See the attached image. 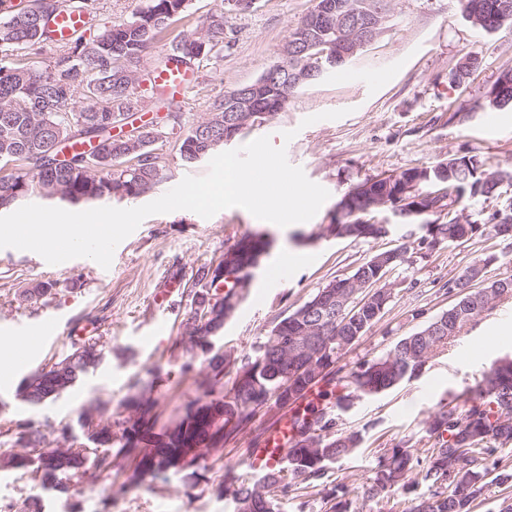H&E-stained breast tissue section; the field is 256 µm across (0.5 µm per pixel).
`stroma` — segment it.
I'll return each mask as SVG.
<instances>
[{
  "label": "stroma",
  "instance_id": "35a3bbf8",
  "mask_svg": "<svg viewBox=\"0 0 512 512\" xmlns=\"http://www.w3.org/2000/svg\"><path fill=\"white\" fill-rule=\"evenodd\" d=\"M313 0H256L241 10L227 0H190L186 17L173 24L146 55V65L189 25L224 17V49L202 62L199 81L180 102L191 120L208 112L225 92L261 77L280 61L288 37ZM478 58V70L451 83L466 58ZM356 79L341 71L293 93L287 107L233 140L241 147L267 136L285 147L290 164L301 167L326 188L329 199L309 221L279 227L239 207L203 218L188 210L147 217L116 248L110 268L88 258L66 267L37 264L35 254L0 248V340L33 335L46 315L100 338L105 354L100 365L83 376L55 402L31 409L16 395L24 369L0 372V428L20 416L41 425H70L81 435V411L91 405L103 416L128 417L126 403L141 392L157 402L159 424L176 419L183 404L201 396L202 356L183 348V322L192 304L197 268L217 260L243 235L267 233L271 245L253 269L249 287L224 330L212 340L214 350L251 349L316 288L349 275L373 253L402 243L412 230L392 224L388 236L364 241L325 237L342 196L377 176L413 168H431L460 156H477L484 174L512 172V106L490 107L488 93L503 71L512 70V27L489 34L464 17L461 0H391L383 32L349 63ZM344 117L304 125V118L328 110ZM294 131L284 140L285 131ZM165 180L134 199H111L115 208L145 205L176 186L185 176H202L207 162L183 165L175 143L160 149ZM494 255L485 280L512 275V243L480 240L444 244L419 251L392 271L394 297L379 321L341 357L351 370L360 361L382 355L404 336L421 329L450 307L455 297L446 283L479 258ZM50 281L49 297L31 303L22 289ZM512 295L496 299L492 308L465 326L438 353L425 371L377 397L357 402L342 415L344 429L363 434L358 451L333 466L332 479L308 494L283 498L281 512H330L328 497L336 482L358 485L375 468L381 449L401 438L425 448L424 423L500 357L512 356ZM272 419L257 415L247 433L206 456L200 478L184 486L178 475L165 473L137 486L125 483L127 461H117L111 477L70 478L64 494L44 492L26 469L0 468V505L21 512L24 501L41 494L45 512H233L230 497L219 494L227 472L242 480L253 472L244 460L254 440L262 438Z\"/></svg>",
  "mask_w": 512,
  "mask_h": 512
}]
</instances>
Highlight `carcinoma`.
Listing matches in <instances>:
<instances>
[{
    "label": "carcinoma",
    "mask_w": 512,
    "mask_h": 512,
    "mask_svg": "<svg viewBox=\"0 0 512 512\" xmlns=\"http://www.w3.org/2000/svg\"><path fill=\"white\" fill-rule=\"evenodd\" d=\"M188 0H147L132 19L114 22L53 45L52 56H37L51 43L49 23L61 8L83 10L88 0H33L27 7H15L0 19V210L9 209L33 191L57 202L77 204L135 198L163 179V166L152 145L162 134L182 124L183 113L174 107L164 86L153 74L176 63L185 68L191 62L220 51L224 42V22L211 21L181 31L171 44L170 53L154 68L142 67V60L155 41L166 33L171 22L184 16ZM463 12L480 13L483 20L498 28L512 26V0H462ZM150 87L152 98L166 106L173 117L171 125L153 130L144 125L132 128L125 138L112 136L114 123L126 120L142 108L141 85ZM294 93L282 73L260 85L253 94V107L259 112L277 113ZM224 97L214 101L208 116L179 137L178 151L186 166H194L197 154L209 157L214 148L208 137L224 136ZM488 104L501 108L512 105V71L499 76L489 93ZM145 145L138 173H130L116 161L122 159L132 138ZM95 145L99 158L96 171H90L84 150L75 146ZM448 182H437L440 167L430 169V178L418 184V196L446 212L448 220L429 225L426 234L401 243L398 247L374 253L354 271L336 282L335 291L348 296L352 279L374 275L377 259L384 256L393 270L408 261L412 250L430 251L442 243L464 245L476 238L512 239L501 220L512 222V213L493 215L495 224H459L454 205L464 194H493L499 184L481 181L476 176V161L454 168L448 160ZM402 172L393 181L367 179L360 183L393 200ZM362 214L348 212L343 225L347 237L377 238L383 228L368 230L357 225ZM265 234L256 232L228 248L233 263L248 266L255 256L266 251ZM211 266L198 268L195 283L202 287L196 294V309L184 324L183 343L188 352L196 349L207 354L206 374L201 382L205 398L185 402L179 418L158 426L156 400L140 394L128 402L131 415L122 429H112L102 419L99 407L83 409L79 421L84 440L73 435L70 426L51 430L55 438L26 418L11 421L5 433H15L25 454H1L3 467H29L45 489L60 494L68 491L70 476L100 477L112 475L119 459L131 460L134 468L126 484L137 485L146 477L166 472L181 475L195 485L198 469L214 447L216 439L227 444L245 433L260 410L267 414L303 401L312 389L324 384L317 401L296 412L291 422L289 449L285 461L262 469L253 481H235L227 489L234 512H280V500L292 491L307 489L324 478L330 465L357 451L362 433L343 431L338 422L355 402L394 389L406 380L420 376L429 360L448 347V341L465 326L461 322L448 331V313L436 316L420 330L402 337L385 354L358 363L346 375L338 376L341 356L381 317L392 301L394 289L378 288L367 310L345 319L340 312L318 310L314 303L327 287L317 291L302 305L277 322L252 351L229 349L211 352L210 338L224 327V305L208 306L211 317L195 323L197 307L218 295L219 286L210 277ZM511 288L505 290L502 285ZM462 294L455 306L476 320L493 302L512 294V276L495 279L483 288L470 282L465 269L448 282ZM53 284L40 282L24 289L20 297L38 302L51 294ZM320 324L311 354L304 359L287 356L286 345L307 335L311 324ZM105 347L97 338L72 344L71 350L49 366L41 368L20 383L17 396L31 407L52 401L72 388L103 359ZM457 402L441 405L425 422L429 447L420 451L410 440L401 439L380 456V460L361 486H339L341 500L336 512H350L354 494L362 501L380 502L398 497L411 488L425 484L426 497L408 501L406 512H474L477 500L492 483L512 490V358L503 357L495 366L456 396ZM492 465H487L488 458Z\"/></svg>",
    "instance_id": "carcinoma-1"
}]
</instances>
